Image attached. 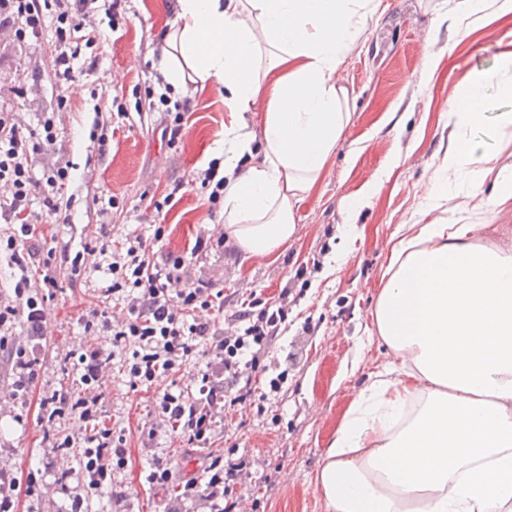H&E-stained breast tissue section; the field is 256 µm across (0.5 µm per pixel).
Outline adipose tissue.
Listing matches in <instances>:
<instances>
[{
	"label": "adipose tissue",
	"mask_w": 512,
	"mask_h": 512,
	"mask_svg": "<svg viewBox=\"0 0 512 512\" xmlns=\"http://www.w3.org/2000/svg\"><path fill=\"white\" fill-rule=\"evenodd\" d=\"M373 0H177L157 68L177 93L224 89V231L264 259L297 230L347 128L336 72ZM491 73L464 87L454 117L482 122ZM258 116L249 130L247 113ZM491 156L467 139L431 180V201L471 186ZM479 225L419 224L392 249L374 321L397 367L353 400L314 488L325 512H512V251L478 244Z\"/></svg>",
	"instance_id": "adipose-tissue-1"
}]
</instances>
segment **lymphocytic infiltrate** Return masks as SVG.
I'll return each instance as SVG.
<instances>
[{
    "instance_id": "1",
    "label": "lymphocytic infiltrate",
    "mask_w": 512,
    "mask_h": 512,
    "mask_svg": "<svg viewBox=\"0 0 512 512\" xmlns=\"http://www.w3.org/2000/svg\"><path fill=\"white\" fill-rule=\"evenodd\" d=\"M97 0H0V33L6 32L16 46L37 44L48 18L57 55L56 81L75 79L72 60L78 42L104 43L102 29L86 30L85 20ZM57 139L55 124L45 120L41 130H24L14 113L0 111V251L9 255L21 271L13 295L0 298V354L5 355L12 378V398L21 406L31 403L39 379L40 355L45 338L44 323L50 304L61 290L52 268L56 258L48 248L43 227L63 223L59 195L69 177L68 165L44 161L43 155ZM110 293L127 302L128 317L120 328H113L107 311L92 309L79 319L88 333H109L110 347L88 345L66 353L75 376L74 384L44 394L39 402L42 421H79L84 433L80 439L55 440L46 432L57 451L79 448V467L56 474L55 483L67 496L66 512H86L83 490H110L115 504L125 500L123 491L112 487L114 471L125 469L131 458L125 436L97 428L103 412L100 396L94 395L103 368L110 364L116 348L130 350L125 372L130 388L150 385L192 359L205 357L199 371L197 393L165 389L157 401L159 416L180 438L186 450L206 449L200 470L177 476L170 458L152 459L145 476L152 488L175 485L174 498L163 512H239L237 489L246 474L241 460H227L210 452L215 413L221 405L250 399L254 394L253 375L260 368V355L278 335L288 318L285 306L276 310L263 307L256 295L242 299L231 316L232 332H224L215 322L194 319L199 309L216 305L213 286L192 279L186 256L168 254L154 260L142 237L130 239L123 260L110 263ZM25 324L28 343L14 342L17 324ZM77 487H70V480Z\"/></svg>"
}]
</instances>
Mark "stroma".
<instances>
[{
	"label": "stroma",
	"instance_id": "stroma-1",
	"mask_svg": "<svg viewBox=\"0 0 512 512\" xmlns=\"http://www.w3.org/2000/svg\"><path fill=\"white\" fill-rule=\"evenodd\" d=\"M458 0H376V11L360 25L353 50L336 73L350 90L351 121L315 191L295 205L297 234L275 261L244 257L222 231L223 203L211 200L212 186L199 176L224 160V90L214 83L185 97L161 78L157 37L176 18V0H127L119 28L101 48H82L73 60L77 76L68 89L53 78L55 45L5 52L0 57V88L9 110L26 127L53 119L59 157L72 165L65 189L72 195L69 223L50 227L56 265L69 274L84 243L107 246L83 271L76 291L50 304L39 377L41 391L71 384L63 359L91 343L76 319L105 304L112 323L128 312L124 301L106 297L112 283V251L126 238L143 236L157 256L185 252L196 238L209 239L192 259L191 275L223 290V311L234 301L257 295L268 304L288 290V319L261 359L255 385L266 399L225 407L217 418L212 449L252 464L239 487L247 512H325L312 482L324 451L354 398L390 360L372 312L387 283L393 244L410 224H481L487 245L512 248V200L497 203L495 179L487 177L440 207L427 209L430 179L448 148L459 139L483 142L497 170H512V141L494 138L497 113L512 110L502 86L512 71L501 59L512 54V13L494 0L464 18ZM41 67V80L32 70ZM496 78L486 89L481 126L458 128L449 114L462 86L477 73ZM186 105L184 135L164 148L150 104ZM106 134L99 147L90 134ZM180 197L168 200L172 189ZM116 197L114 208L101 204ZM162 238H155L156 228ZM117 351L100 381L102 421L125 433L131 461L114 482L126 495V512H160L170 493L140 481L156 455L170 454L185 471L198 469L185 455L155 410L156 391L130 389ZM283 377L278 391L272 378ZM7 359L0 355V467L34 473L39 490L20 499L17 512H62L68 499L53 475L42 469L50 448L43 444L37 407L12 403ZM154 437H147L148 428Z\"/></svg>",
	"mask_w": 512,
	"mask_h": 512
}]
</instances>
